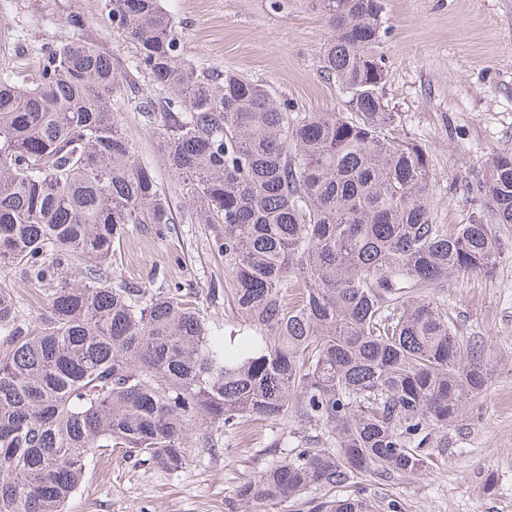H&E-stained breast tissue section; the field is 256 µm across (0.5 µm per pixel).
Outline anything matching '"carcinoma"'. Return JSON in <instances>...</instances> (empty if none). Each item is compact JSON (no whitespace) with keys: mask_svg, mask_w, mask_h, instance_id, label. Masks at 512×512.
<instances>
[{"mask_svg":"<svg viewBox=\"0 0 512 512\" xmlns=\"http://www.w3.org/2000/svg\"><path fill=\"white\" fill-rule=\"evenodd\" d=\"M310 4L347 113L294 116L242 75L198 71L162 0L105 2L165 94L140 122L224 257L241 326L222 339L181 289L111 281L128 225L172 212L122 131L110 59L80 38L0 59V264L49 300L33 326L0 288V512H62L98 448L176 471L190 435L213 448L214 428L253 419L295 441L240 482V504L353 483L313 512H378L360 477L432 470L433 438L485 386L481 351L434 289L492 276L512 154L483 175L492 219L433 223L429 153L392 134L381 94V0Z\"/></svg>","mask_w":512,"mask_h":512,"instance_id":"cac0c4a2","label":"carcinoma"}]
</instances>
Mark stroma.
I'll return each instance as SVG.
<instances>
[{
  "label": "stroma",
  "mask_w": 512,
  "mask_h": 512,
  "mask_svg": "<svg viewBox=\"0 0 512 512\" xmlns=\"http://www.w3.org/2000/svg\"><path fill=\"white\" fill-rule=\"evenodd\" d=\"M105 0H0V50L15 55L81 37L110 58L125 99L122 128L171 202L173 224H133L112 258L114 282L179 286L216 334L234 327L224 305V259L192 210L137 105L158 98L136 67L134 45L113 31ZM185 56L198 69L233 70L265 87L289 112H345L348 96L321 71L331 30L308 0H164ZM388 33L382 89L400 131L431 156L433 221L465 224L484 208L480 181L491 156L512 153V0H383ZM81 26H73V18ZM493 278H450L442 292L462 336L482 351L487 387L434 438L435 470L370 479L376 498L404 512H512V224L501 227ZM284 424L250 421L216 431L217 447L190 445L183 468L166 471L101 448L65 512H307L296 500L241 508L235 489L272 464L270 438Z\"/></svg>",
  "instance_id": "1"
}]
</instances>
